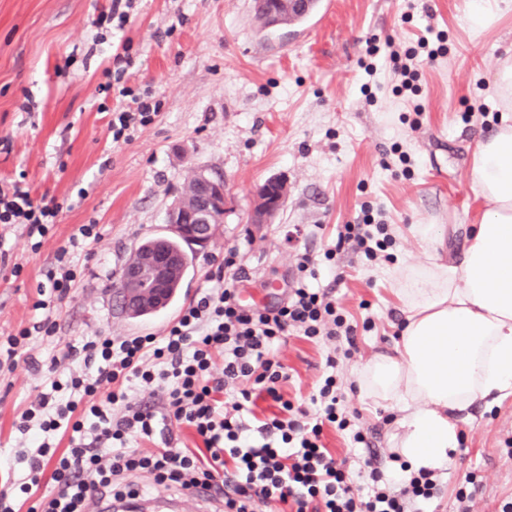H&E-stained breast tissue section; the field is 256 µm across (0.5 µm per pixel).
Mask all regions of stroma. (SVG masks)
I'll return each instance as SVG.
<instances>
[{"label":"stroma","mask_w":512,"mask_h":512,"mask_svg":"<svg viewBox=\"0 0 512 512\" xmlns=\"http://www.w3.org/2000/svg\"><path fill=\"white\" fill-rule=\"evenodd\" d=\"M110 0H0V185L24 180L35 199L61 206L39 250L22 226L5 232L0 247L20 276L0 269V342L51 317L53 334H33L17 350L15 369L0 368V490L11 491L16 512H29L36 496L11 488L23 477L18 458L23 435L17 424L38 396L49 392L46 364L91 336L162 333L207 285L228 250L246 269L238 285L251 307L281 304L292 283L296 256L315 259L317 286L333 285L330 263L337 227L361 223L363 205L382 210L395 243L393 261H362L337 252L346 272L334 285L336 302L359 325L358 350L336 367L346 396V415L372 442L354 447L349 432L328 426L323 442L336 458H348L354 487L367 488L363 462L375 453L384 474L395 468L392 407L360 398L351 372L366 358L392 348L403 318L396 296L398 264H424L435 252L412 232L416 224L448 230V257L460 260L469 225L481 206L470 172L477 142L499 126L493 77L512 59V0H503L499 23L475 33L476 0H333L331 13L315 14L280 36L263 31L251 0H136L123 33L134 64L127 84L151 90L159 110L153 122L128 141L113 142L109 122L122 102L108 89L112 44L98 42L96 21ZM409 23H402L405 13ZM444 31L447 54L421 69L417 128L399 120L407 105L392 93L397 83L390 42H414L425 27ZM375 56H368V46ZM371 60L374 75L361 63ZM476 105L462 121L466 105ZM411 158V174L392 176L381 164L393 150ZM223 173L230 210L208 249L194 253L179 297L165 310L141 319L124 315L114 285L144 240L169 236V206L195 172ZM283 177L287 198L270 223L251 221L255 191L265 179ZM84 224L99 227L95 242L81 240ZM69 249L77 280L51 313L46 277L60 249ZM371 330H363L364 321ZM330 344L289 337L279 357L290 380L286 398L306 401L326 373ZM462 441L432 512H456L465 473L482 482L470 512H500L512 502V398L486 408L474 405L459 423Z\"/></svg>","instance_id":"1"}]
</instances>
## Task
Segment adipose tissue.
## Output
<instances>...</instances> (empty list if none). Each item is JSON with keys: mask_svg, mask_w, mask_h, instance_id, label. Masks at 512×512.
I'll return each mask as SVG.
<instances>
[{"mask_svg": "<svg viewBox=\"0 0 512 512\" xmlns=\"http://www.w3.org/2000/svg\"><path fill=\"white\" fill-rule=\"evenodd\" d=\"M492 88L500 125L476 146L471 182L484 211L462 260L396 268L399 340L353 372L361 397L397 410L394 446L410 474L444 473L462 415L512 394V62Z\"/></svg>", "mask_w": 512, "mask_h": 512, "instance_id": "ef3b65f1", "label": "adipose tissue"}]
</instances>
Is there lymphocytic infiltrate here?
Wrapping results in <instances>:
<instances>
[{"instance_id": "f902f5d3", "label": "lymphocytic infiltrate", "mask_w": 512, "mask_h": 512, "mask_svg": "<svg viewBox=\"0 0 512 512\" xmlns=\"http://www.w3.org/2000/svg\"><path fill=\"white\" fill-rule=\"evenodd\" d=\"M447 51L444 32L430 27L415 44L392 50L400 78L394 92L412 102L414 113L423 110L417 102L421 65ZM125 61L119 53L112 61L118 93L128 100L112 112L116 143L150 125L157 110L151 92L135 95L126 87ZM58 213L55 203L35 201L23 182L0 188V224L23 225L27 237H45ZM337 242L373 262L392 247L393 238L388 224L367 212L361 223L341 225ZM224 265L233 268L232 277L212 275L210 287L162 334L89 338L82 346L83 369L70 374L72 398L56 401L45 394L22 414L18 429L37 450L20 488L29 492L48 479L55 484L42 496L38 512H85L95 494L144 499L155 487L185 495L198 487L214 489L222 512L264 507L269 512H424L436 490L432 472L387 480L369 459L365 465L373 487L357 494L346 460L336 459L322 442L324 427L332 424L351 431L354 443L366 438L344 416L345 396L334 374L338 358L356 351L357 328L330 292L310 287L308 280L316 275L311 255L300 254L286 301L264 310L241 303L236 285L247 272L235 267L233 255L225 256ZM294 335L334 344L326 357L328 372L307 407L294 405L281 391L289 374L279 351ZM154 397L164 414L151 405ZM268 401L276 412L254 417L258 403ZM82 404L92 426L75 417ZM114 405L120 408L116 418L110 413ZM175 424L193 429L201 446H177ZM68 429L75 440L51 457L49 436ZM131 436L154 446L129 450ZM143 473L151 476V486L134 485V477Z\"/></svg>"}]
</instances>
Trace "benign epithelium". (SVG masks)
<instances>
[{
	"instance_id": "benign-epithelium-1",
	"label": "benign epithelium",
	"mask_w": 512,
	"mask_h": 512,
	"mask_svg": "<svg viewBox=\"0 0 512 512\" xmlns=\"http://www.w3.org/2000/svg\"><path fill=\"white\" fill-rule=\"evenodd\" d=\"M282 179L272 177L257 188L253 223L264 224L285 202L279 186ZM228 208V193L224 181L206 176L199 180L192 208L180 202L170 206L168 223L175 235L204 249L214 239L218 213ZM182 272L181 258L166 246V239L154 240L152 246L141 252L138 260L124 267L116 297L122 310L131 308L160 309L169 289Z\"/></svg>"
}]
</instances>
